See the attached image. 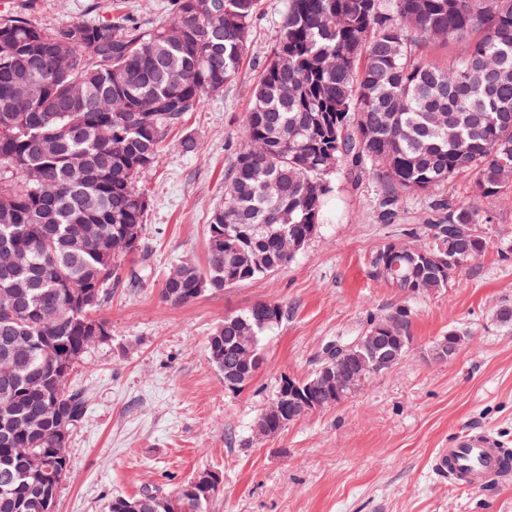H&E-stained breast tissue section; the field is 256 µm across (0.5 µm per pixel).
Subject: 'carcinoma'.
I'll use <instances>...</instances> for the list:
<instances>
[{"label": "carcinoma", "mask_w": 512, "mask_h": 512, "mask_svg": "<svg viewBox=\"0 0 512 512\" xmlns=\"http://www.w3.org/2000/svg\"><path fill=\"white\" fill-rule=\"evenodd\" d=\"M259 2L172 0L168 23L148 28L123 16L41 27L0 14V252L22 247L28 261L17 272L18 304L0 305V348L18 336L30 343L16 364L21 426L0 437V512H40L29 471L68 458L53 444L54 415L80 423L89 396L58 390L52 368L98 344L91 325L107 327L95 313L129 257L124 231L144 228L150 208L139 183L168 129L238 76ZM448 43L453 54L430 52ZM342 168L373 176L390 212L458 175L474 178L477 196L434 200L435 218L418 227L430 264L391 242L371 261L410 299L449 287L459 241L486 248L484 203L512 188V0H288L224 177V204L208 224L224 228V246H209L205 271L183 262L186 278L162 300H196V284L238 266L242 253L265 260L242 283L288 265L287 240L319 223ZM31 171L40 179L27 180ZM280 205L291 211L284 235L267 228ZM87 228L97 238L81 247ZM81 286L97 300L79 303ZM282 317L274 301L225 316L207 340L212 365L252 379ZM410 324L403 306L372 319L387 337L373 351L380 373L391 371L393 353L407 357ZM317 379L299 382L308 404L322 400ZM33 415L36 433L23 426ZM211 475L199 472L171 495L143 493L141 512H203L222 483Z\"/></svg>", "instance_id": "cac0c4a2"}]
</instances>
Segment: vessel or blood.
I'll list each match as a JSON object with an SVG mask.
<instances>
[{
	"label": "vessel or blood",
	"mask_w": 512,
	"mask_h": 512,
	"mask_svg": "<svg viewBox=\"0 0 512 512\" xmlns=\"http://www.w3.org/2000/svg\"><path fill=\"white\" fill-rule=\"evenodd\" d=\"M431 467L440 480L460 490H482L512 481V449L493 433L469 429L438 449Z\"/></svg>",
	"instance_id": "vessel-or-blood-1"
}]
</instances>
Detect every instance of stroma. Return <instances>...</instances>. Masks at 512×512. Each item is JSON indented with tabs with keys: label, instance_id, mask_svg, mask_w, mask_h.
<instances>
[{
	"label": "stroma",
	"instance_id": "stroma-1",
	"mask_svg": "<svg viewBox=\"0 0 512 512\" xmlns=\"http://www.w3.org/2000/svg\"><path fill=\"white\" fill-rule=\"evenodd\" d=\"M170 0H0L53 26L108 18L120 8L151 26ZM287 0H261L234 82L205 98L168 133L141 187L151 199L143 236L151 275L125 264L99 311L110 330L73 371L69 388L92 400L73 429L70 473L54 512H107L116 495L170 494L204 470L223 476L207 512H512V483L482 491L448 487L431 469L456 433L488 429L512 448V326L496 318L512 304V195L491 206V243L448 288L404 296L371 274L380 244L419 241L414 229L431 196L414 195L389 216L381 187L341 170L323 204L317 234L287 266L263 278L209 291L173 306L160 298L168 269L208 260V224L224 199L250 105ZM193 138V151L180 143ZM285 314L266 339L263 363L243 389L224 387L207 340L226 315L258 301ZM408 304L412 350L345 402L309 413L280 434L256 439L253 422L284 376L308 377L323 344L358 335L370 316ZM455 329L459 351L435 359V342Z\"/></svg>",
	"mask_w": 512,
	"mask_h": 512
}]
</instances>
